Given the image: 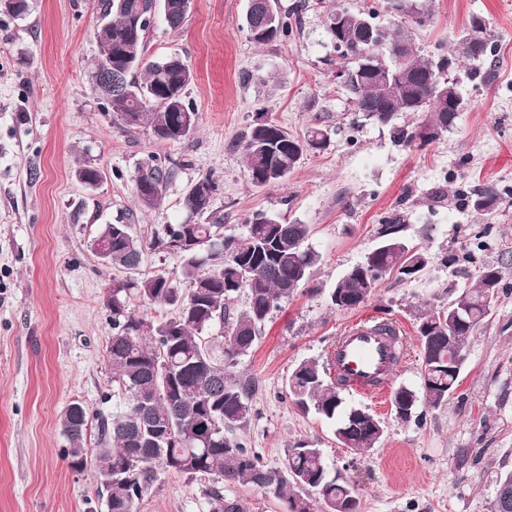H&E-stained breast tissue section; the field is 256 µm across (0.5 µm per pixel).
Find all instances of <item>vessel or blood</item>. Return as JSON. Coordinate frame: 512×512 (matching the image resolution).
Returning <instances> with one entry per match:
<instances>
[{"label": "vessel or blood", "mask_w": 512, "mask_h": 512, "mask_svg": "<svg viewBox=\"0 0 512 512\" xmlns=\"http://www.w3.org/2000/svg\"><path fill=\"white\" fill-rule=\"evenodd\" d=\"M393 342L373 324L354 322L332 350L333 371L347 380L348 389L367 396H382L397 364Z\"/></svg>", "instance_id": "1"}]
</instances>
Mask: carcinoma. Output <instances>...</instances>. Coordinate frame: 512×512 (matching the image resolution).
Here are the masks:
<instances>
[{
  "instance_id": "obj_1",
  "label": "carcinoma",
  "mask_w": 512,
  "mask_h": 512,
  "mask_svg": "<svg viewBox=\"0 0 512 512\" xmlns=\"http://www.w3.org/2000/svg\"><path fill=\"white\" fill-rule=\"evenodd\" d=\"M183 0H161L163 7L151 12L152 0H102L98 43L112 45V63L93 58L87 74L93 90L106 109L123 124L148 127L160 141L178 142L190 137L181 132L184 123L196 126V112L186 101V89L194 81L190 66L177 55L154 59L146 55L147 40L157 17L176 29L187 12ZM307 3L288 12L278 0H249L246 28L256 45L284 40L293 33L292 18ZM386 8L404 16L429 14L413 0H386ZM328 31L342 47V68L348 71L345 85L354 111L362 119L390 126L399 112L415 113L412 130L399 129L396 137L410 145L428 144L454 126L458 112L444 104L460 95L457 73L473 81L492 84L497 77L494 57L497 43L487 20L472 16L461 30L455 49L432 56L415 46L412 36L399 28L388 32L369 21L363 11L348 8L328 17ZM412 72L416 83L407 91L391 79L400 68ZM325 131L318 125L295 136L267 120L252 124L237 142L249 182L257 188L279 185L298 168L304 156L319 150ZM175 168L152 155L139 170L134 194L148 209L158 206ZM216 182L204 176L191 183L183 205L191 215L211 212ZM499 196L492 190L471 200L477 210L492 211ZM401 218L387 220L379 232L381 241L364 260L349 268L330 295L353 304L366 301L387 275L416 280L428 265L427 252L410 246L402 237ZM310 226L284 223L273 213L258 212L245 224L241 236L224 233L216 221L200 224H166L163 236L149 244L132 233L129 224H106L98 239L112 243L110 266L136 269L148 247L177 246L183 260V276L189 283L182 291L176 283L157 274L134 281L112 283L107 306L112 310V336L107 352L112 365V417L97 416L99 442L86 447L90 413L79 401L71 402L61 415L68 441L64 458L71 469L82 472L95 465L98 498L107 512H136V504L163 473L189 478L209 477L203 489L210 512H247L243 501L224 494L225 485L256 488L295 505L318 495L322 512H347L350 477L329 467L320 448L288 449L286 462L272 467L258 451L231 436L247 423L251 407L249 384L236 375L241 357L248 355L262 329L280 304L306 284L321 256L306 245ZM499 271L481 266L477 282L457 292L440 312L419 316L417 339L421 371L427 373L423 391L401 385L393 391L392 410L397 418L420 421L419 402L437 407L453 392L461 370H448V329L455 328L466 345L488 314L499 285ZM246 294L237 307L239 294ZM148 306H171L174 313L148 320L129 310L131 297ZM447 329L432 328L440 314ZM286 388L294 406L306 414L313 410L334 426L337 441L366 455L381 441L376 424L364 417L366 410L344 406L343 381L327 375L315 359L300 362L288 376ZM501 486L494 512H512V475Z\"/></svg>"
}]
</instances>
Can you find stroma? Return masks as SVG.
Listing matches in <instances>:
<instances>
[{
	"label": "stroma",
	"instance_id": "stroma-1",
	"mask_svg": "<svg viewBox=\"0 0 512 512\" xmlns=\"http://www.w3.org/2000/svg\"><path fill=\"white\" fill-rule=\"evenodd\" d=\"M425 26L384 9L382 0H308L287 41L257 46L245 25L248 0H192L183 26L157 21L147 53L180 54L194 72L187 99L192 136L160 141L125 127L92 91L85 63L98 40L100 0H29L21 17L0 11V512H106L92 470H72L60 415L78 400L112 413V334L107 296L116 279L161 273L178 279L182 258L146 250L139 269L102 263L92 248L107 224H128L143 240L183 223L192 181L208 175L224 231L243 235L253 213L274 212L310 225L321 256L308 284L282 303L237 369L252 389L251 414L236 435L281 465L296 442L322 449L330 470L348 469L360 512H492L500 481L512 474V0H419ZM373 10V22L403 24L425 53L453 49L469 18H486L496 37L498 78L461 86L465 109L432 143L405 145L393 127H414L401 112L392 127L365 122L337 81L340 54L326 20L338 7ZM270 120L301 135L320 124L324 149L308 154L286 184L258 189L237 140ZM177 167L159 205L141 208L133 192L149 155ZM101 179L81 183L76 169ZM496 188L490 212L466 195ZM399 214L402 237L426 250L413 281L390 274L352 310L331 306L330 289L379 242ZM500 273L498 295L466 348L460 382L440 407L420 405L422 424L405 422L389 399L345 393L347 405L378 415L385 432L369 454L351 459L332 426L290 401L286 381L304 360L324 359L353 320H387L406 349L391 387L421 389L418 314L446 307L466 271ZM203 483L161 475L137 512H208Z\"/></svg>",
	"mask_w": 512,
	"mask_h": 512
}]
</instances>
